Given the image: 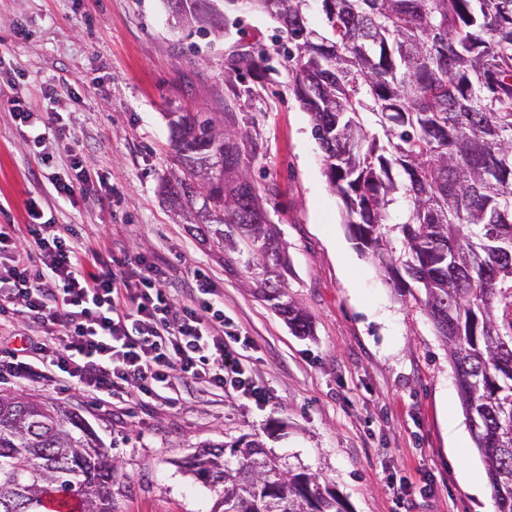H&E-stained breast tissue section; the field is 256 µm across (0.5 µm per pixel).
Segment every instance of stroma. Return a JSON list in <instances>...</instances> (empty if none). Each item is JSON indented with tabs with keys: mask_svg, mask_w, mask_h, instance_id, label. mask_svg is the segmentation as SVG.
<instances>
[{
	"mask_svg": "<svg viewBox=\"0 0 512 512\" xmlns=\"http://www.w3.org/2000/svg\"><path fill=\"white\" fill-rule=\"evenodd\" d=\"M275 22L241 9L222 36L177 28L164 0H0V98L42 117L59 113L70 149L47 142L37 169L27 127L0 109V225L41 221L74 229L99 252L113 244L153 256L170 287L204 269L224 311L250 339L241 350L268 396L182 392L176 406L130 396L113 406L46 378H0V391L73 408L115 464V512H224L223 494L184 468L208 445L263 442L281 467L326 480L349 512H493L487 467L474 445L448 351L422 304L362 252L331 192L312 121L288 89ZM267 52L270 74L238 95L233 58ZM231 108L244 166L288 257L287 293L308 314L295 335L256 292L250 253L197 233L157 193L174 171L167 112ZM92 175L87 196L50 192L68 151Z\"/></svg>",
	"mask_w": 512,
	"mask_h": 512,
	"instance_id": "35a3bbf8",
	"label": "stroma"
}]
</instances>
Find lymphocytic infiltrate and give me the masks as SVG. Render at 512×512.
<instances>
[{"mask_svg":"<svg viewBox=\"0 0 512 512\" xmlns=\"http://www.w3.org/2000/svg\"><path fill=\"white\" fill-rule=\"evenodd\" d=\"M40 147L47 138L69 145L59 118H34L21 100L5 101ZM24 230L0 226V317L38 322L41 337H23L19 354L0 365L20 383L54 375L111 403L130 394L168 400L179 385L231 387L256 404L266 393L247 374L239 345L241 327L224 312V291L195 271L185 299L166 288L164 272L125 249L101 255L74 231L40 223L29 200Z\"/></svg>","mask_w":512,"mask_h":512,"instance_id":"obj_1","label":"lymphocytic infiltrate"}]
</instances>
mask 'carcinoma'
<instances>
[{
    "label": "carcinoma",
    "instance_id": "cac0c4a2",
    "mask_svg": "<svg viewBox=\"0 0 512 512\" xmlns=\"http://www.w3.org/2000/svg\"><path fill=\"white\" fill-rule=\"evenodd\" d=\"M209 16L220 3L277 23L288 89L309 113L344 223L398 288L422 303L448 349L473 441L487 466L493 512H512V0H165ZM317 8L322 24L308 14ZM241 54L230 74L260 68ZM183 178L160 194L198 231L236 232L258 256L255 286L291 330L311 332L288 299L285 248L253 228L261 195L241 165L232 110L168 121ZM404 178L398 179L394 171ZM408 206L389 225L390 210ZM231 232L224 233L221 226ZM402 236L404 250L391 246ZM183 466L224 492V512H347L304 470L272 465L257 440L210 446ZM115 466L79 413L0 394V512H46L53 494L78 512H113Z\"/></svg>",
    "mask_w": 512,
    "mask_h": 512
}]
</instances>
